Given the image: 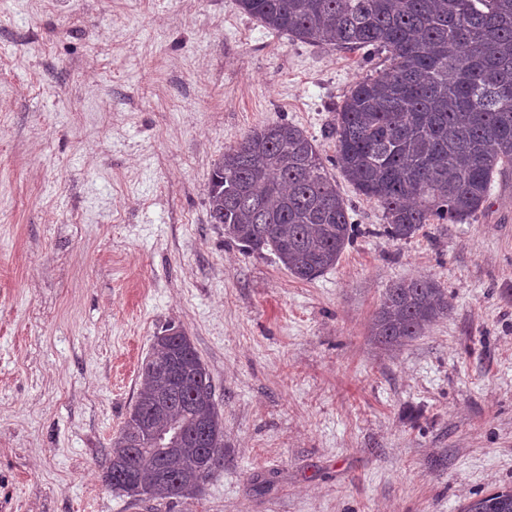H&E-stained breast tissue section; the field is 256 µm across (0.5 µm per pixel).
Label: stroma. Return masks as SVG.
Instances as JSON below:
<instances>
[{
	"instance_id": "stroma-1",
	"label": "stroma",
	"mask_w": 512,
	"mask_h": 512,
	"mask_svg": "<svg viewBox=\"0 0 512 512\" xmlns=\"http://www.w3.org/2000/svg\"><path fill=\"white\" fill-rule=\"evenodd\" d=\"M385 54L305 43L237 0H0V512H461L512 487V167L483 209L392 242L359 228L312 281L207 219L215 162L335 116ZM430 277L447 317L392 354L386 288ZM224 414V465L150 509L100 479L168 325Z\"/></svg>"
}]
</instances>
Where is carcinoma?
I'll return each mask as SVG.
<instances>
[{
    "label": "carcinoma",
    "instance_id": "obj_1",
    "mask_svg": "<svg viewBox=\"0 0 512 512\" xmlns=\"http://www.w3.org/2000/svg\"><path fill=\"white\" fill-rule=\"evenodd\" d=\"M273 33L336 48L384 50L389 67L357 82L331 127L334 163L376 200L381 234L408 240L429 224H458L512 166V0H239ZM209 221L251 254H274L311 281L339 261L357 226L313 140L282 121L251 130L208 181ZM448 314L433 279L386 289L372 336L395 349ZM154 336L140 389L112 438L103 483L131 502L196 498L224 464V418L208 369L186 333ZM182 427L175 448L153 440ZM464 512H512V489Z\"/></svg>",
    "mask_w": 512,
    "mask_h": 512
}]
</instances>
